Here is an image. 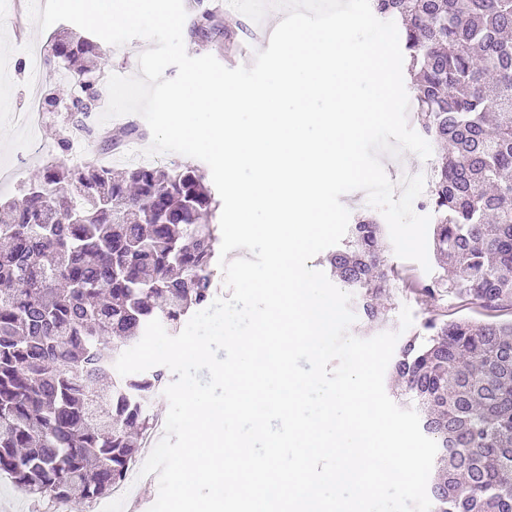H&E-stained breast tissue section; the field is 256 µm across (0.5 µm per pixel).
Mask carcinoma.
<instances>
[{"instance_id":"cac0c4a2","label":"carcinoma","mask_w":512,"mask_h":512,"mask_svg":"<svg viewBox=\"0 0 512 512\" xmlns=\"http://www.w3.org/2000/svg\"><path fill=\"white\" fill-rule=\"evenodd\" d=\"M398 25L414 72L413 120L448 145L427 205L441 268L411 284L486 311L512 309V0H370ZM221 31L205 10L191 33ZM52 56L83 76L102 51L66 34ZM214 194L191 165L119 175L46 164L20 199L0 205V474L53 502L106 499L156 426L147 406L167 380L114 364L159 320L176 333L217 290ZM372 217L350 225L326 262L389 322L395 268ZM391 370L400 400L437 443L434 512H512V320L430 318Z\"/></svg>"}]
</instances>
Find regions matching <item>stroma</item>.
I'll return each instance as SVG.
<instances>
[{
	"label": "stroma",
	"instance_id": "35a3bbf8",
	"mask_svg": "<svg viewBox=\"0 0 512 512\" xmlns=\"http://www.w3.org/2000/svg\"><path fill=\"white\" fill-rule=\"evenodd\" d=\"M196 10L212 11L223 26L234 34L235 48L238 54L253 53L251 32L254 22L227 7L225 0H196ZM15 0H0V201L8 202L22 196V190L29 179L45 160L39 154H26L25 139L27 131L13 122L11 115L24 107L29 78H37L41 82L44 93L58 97L61 102L55 111L45 113L41 122L39 137L45 149L52 151L54 158H66L74 165L92 163L111 167L119 171L127 167V155L143 152L151 143L147 136L149 127L140 115H132L131 123L141 132L140 138H128L119 144L103 140L100 128H114L121 125V118L115 117L100 123L98 117H91V135L85 136L78 131H66V102L80 95L81 88L76 75L65 72L64 65L48 54L51 41L62 33L75 32L76 27L69 22H58L46 30H32L30 37L17 40L12 34ZM149 46L147 40L135 39L127 44L115 47L102 44L104 53L100 61L103 75L118 74L133 76L138 74V56ZM68 132L70 148L61 152L57 140L61 132ZM385 257L393 265L397 274L393 305L389 313L390 323L382 327L367 323L364 319H356L351 326L352 335L367 339L383 330H398L399 314L402 307H410L413 313L414 328H421L426 319L438 317L450 319L467 317L477 320L487 319V312L473 305H465L459 300L439 297L423 301L407 289V282L425 278L422 267L413 261L398 258L393 248H386Z\"/></svg>",
	"mask_w": 512,
	"mask_h": 512
}]
</instances>
